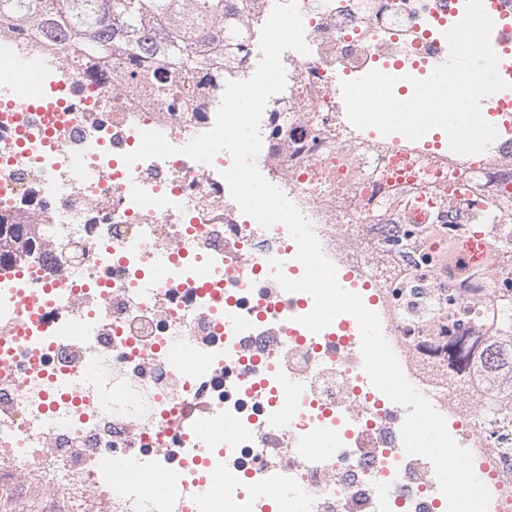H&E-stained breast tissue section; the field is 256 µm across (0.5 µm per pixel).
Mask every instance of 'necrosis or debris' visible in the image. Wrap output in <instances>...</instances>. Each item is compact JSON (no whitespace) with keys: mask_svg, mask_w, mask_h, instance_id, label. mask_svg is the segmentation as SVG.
<instances>
[{"mask_svg":"<svg viewBox=\"0 0 512 512\" xmlns=\"http://www.w3.org/2000/svg\"><path fill=\"white\" fill-rule=\"evenodd\" d=\"M249 2L238 46L217 33L202 57L228 81L254 73L276 0ZM297 5L309 51L282 55L286 87L266 104L255 164L472 452L488 512H512V431L484 430L485 384L449 364L448 319L424 309L455 294L462 328L484 335L490 301L512 283V231L485 243L442 231L418 267L381 248L402 225L444 220L457 185L512 212V130L461 155L348 120L342 81L389 71L400 96L409 77H427L460 20L441 0ZM0 73L31 94L66 84L73 102L49 145L37 113L0 108V217L36 229L10 268L43 298L39 321L18 333L14 282L0 277V512L31 499L43 512H446L431 462L404 451L406 408L372 384L347 342V315L296 338L314 300L283 290L271 263L301 278L297 243L285 225L240 211L222 176L230 155L123 161L142 132L180 149L213 127L221 100L196 73L131 55L96 68L38 31L19 38L9 22ZM241 261L253 270L242 285L230 276ZM477 264L487 274L474 284ZM238 317L246 333L223 328ZM109 457L126 463L123 474L105 468ZM146 472L167 492L148 493Z\"/></svg>","mask_w":512,"mask_h":512,"instance_id":"4bbe7bcc","label":"necrosis or debris"}]
</instances>
